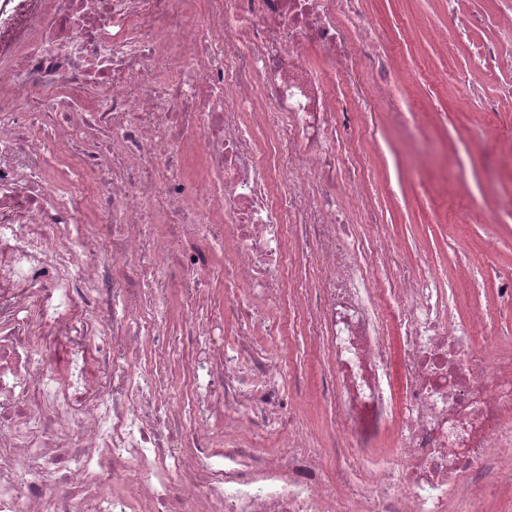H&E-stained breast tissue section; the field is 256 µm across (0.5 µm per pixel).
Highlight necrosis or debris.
<instances>
[{
	"mask_svg": "<svg viewBox=\"0 0 512 512\" xmlns=\"http://www.w3.org/2000/svg\"><path fill=\"white\" fill-rule=\"evenodd\" d=\"M361 4L0 0V512H512V341L368 207ZM285 349L287 359L290 357L296 363L299 369L305 374V377H312L316 367L312 364L308 354V346L303 336L298 334L285 336Z\"/></svg>",
	"mask_w": 512,
	"mask_h": 512,
	"instance_id": "necrosis-or-debris-1",
	"label": "necrosis or debris"
}]
</instances>
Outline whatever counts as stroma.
<instances>
[{"label": "stroma", "mask_w": 512, "mask_h": 512, "mask_svg": "<svg viewBox=\"0 0 512 512\" xmlns=\"http://www.w3.org/2000/svg\"><path fill=\"white\" fill-rule=\"evenodd\" d=\"M363 8L380 24L379 48L396 75L394 98L412 110L419 128L412 136L387 112L359 113L364 132L354 150L368 159L372 210L406 258L426 246L428 262L417 273L436 268L454 291L462 286L457 269L468 268L461 318L488 312L501 333L512 334V314L496 291L500 276L512 272V209L504 206L512 199V167L484 163L512 140V70L478 64L488 45L512 58V0H458L450 50L433 36L448 23V0H363ZM407 73L415 78L410 88L401 81ZM473 197L499 209V223H458L457 211Z\"/></svg>", "instance_id": "35a3bbf8"}]
</instances>
